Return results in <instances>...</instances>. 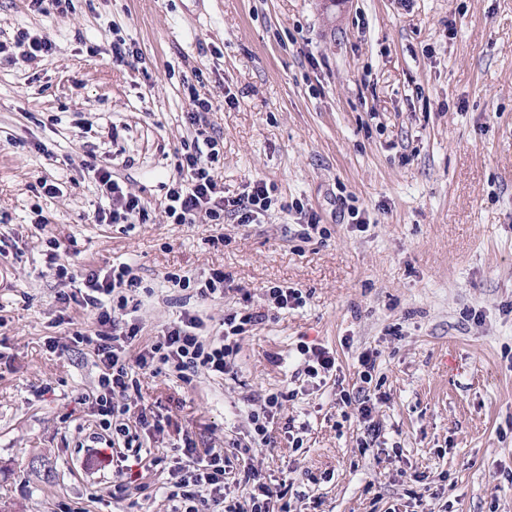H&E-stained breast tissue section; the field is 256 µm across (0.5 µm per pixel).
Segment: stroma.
Here are the masks:
<instances>
[{"label": "stroma", "mask_w": 512, "mask_h": 512, "mask_svg": "<svg viewBox=\"0 0 512 512\" xmlns=\"http://www.w3.org/2000/svg\"><path fill=\"white\" fill-rule=\"evenodd\" d=\"M116 28L139 51L132 65L112 62ZM23 30L55 49L0 63V238L19 247L0 255V512H174L162 465L181 458L183 432L202 448L248 443L250 411L280 391L277 445L253 461L290 482L293 512H411L420 472L427 512H512V0H70L62 15L0 0V42ZM198 70L225 194L275 188L262 223L164 213ZM94 165L145 201L149 223H95L109 201ZM342 197L368 211L366 230L340 219ZM297 199L326 238L296 237ZM53 249L78 273L134 268L146 292L132 356L186 305L213 325L246 298L267 314L224 378H142L170 425L122 473L93 454L99 418L81 398L96 357L72 338L93 324L61 310ZM214 269L234 287L221 299L165 280ZM278 284L305 306L270 309ZM306 343L335 352L340 383L307 380ZM366 348L396 458L359 454L358 422L336 406Z\"/></svg>", "instance_id": "1"}]
</instances>
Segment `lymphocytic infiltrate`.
I'll list each match as a JSON object with an SVG mask.
<instances>
[{
  "mask_svg": "<svg viewBox=\"0 0 512 512\" xmlns=\"http://www.w3.org/2000/svg\"><path fill=\"white\" fill-rule=\"evenodd\" d=\"M191 110L187 118L196 128L193 138L183 140L176 150L175 175L167 191L164 212L175 224H192L204 219L209 224L223 223L231 216L238 223L250 224L267 213L273 199L264 181L248 183L235 197L224 194V185L213 169L220 154V141L208 132L206 114L212 109L209 99L201 97L196 86H189ZM94 176L103 194L111 198L110 208L95 215L100 224H144L150 218L141 197L127 190L111 170L98 167ZM55 277L62 286L57 301L62 307L77 306L92 315L94 332L74 331L76 342L92 346L99 369L97 386L88 403L100 418L103 429L120 435L126 451L140 452L141 431L164 433L161 419L146 408L131 410L125 405L127 394L137 390L141 376L169 369L184 383H192L197 372L221 377L235 367L239 341L265 318L250 306L225 313L214 334L203 331L204 322L195 311L186 309L176 321L165 325L157 340L140 348L135 359L126 349L136 341L141 327L131 316L130 303L141 288V279L132 268L120 265L110 269L87 268L75 274L71 265L56 264ZM358 361L362 382L357 391L340 390L336 404L355 411L360 426L356 439L360 454L385 453L389 442L374 410L383 395L372 389L376 368L374 351L360 352ZM187 465L169 467L168 496L176 501L175 512H289L287 486L266 483L258 469L234 475L233 464L223 449L197 450L190 435H183Z\"/></svg>",
  "mask_w": 512,
  "mask_h": 512,
  "instance_id": "lymphocytic-infiltrate-1",
  "label": "lymphocytic infiltrate"
}]
</instances>
